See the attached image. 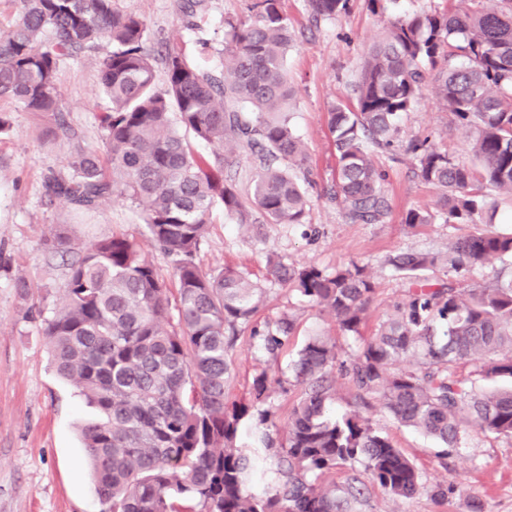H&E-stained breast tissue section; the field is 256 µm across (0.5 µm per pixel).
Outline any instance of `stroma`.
I'll return each mask as SVG.
<instances>
[{"label":"stroma","instance_id":"obj_1","mask_svg":"<svg viewBox=\"0 0 512 512\" xmlns=\"http://www.w3.org/2000/svg\"><path fill=\"white\" fill-rule=\"evenodd\" d=\"M253 0H204L194 16L181 11L182 0H113L115 8L138 15L146 24L148 50L167 46L205 71L221 68L227 23L253 18ZM446 0H350L345 13L314 20L307 0H281L294 34L287 70L295 90L292 124L307 154L309 221L303 225L267 224L247 230L214 209L205 241L196 255L204 271L232 266L251 273L266 290L260 320L294 314L297 330L278 355H268L249 333H242L229 352L233 368L232 398L247 397L253 377L267 373L272 381L267 405L277 429L286 430L298 389L282 390L278 381L310 336L334 337L351 352L401 300L405 285L385 266L389 254L408 250L437 251L449 241L475 233L473 224L402 222L407 209L435 210L437 188L414 173L416 161L403 150L415 138H431L453 159L473 163V135L455 125L436 93L435 69H427L420 95L400 121L399 148L376 152L387 172L392 213L383 224L347 223L327 194L336 168L328 112L332 105L354 108L355 85L368 46L397 17L446 8ZM71 136L49 138L50 116L28 111L20 102L0 98V113L9 122L0 133V512H101L85 462L79 426L94 416L78 389L60 378L42 334L44 319L60 306L68 269L49 255L43 242L50 228L61 229L84 245L112 235L135 239L165 279L173 268L150 239L139 207L115 196L93 211L51 200L44 181L50 172L66 173L75 147L105 155L98 116L109 100L100 87L97 61L87 56L64 59L56 82ZM279 257L296 266L316 265L331 272L357 262L374 277L376 291L367 305L360 335H341L334 319L269 275L266 259ZM30 288L20 294L16 278ZM336 392L327 406L330 418L358 411L414 463L423 486L411 498L395 497L367 485L359 512H467L480 499L486 512H512V438L469 433L466 448L440 462L436 440L404 427L384 409L378 397L358 398L344 374H336ZM448 491L434 498L435 488Z\"/></svg>","mask_w":512,"mask_h":512}]
</instances>
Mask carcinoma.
<instances>
[{"label":"carcinoma","mask_w":512,"mask_h":512,"mask_svg":"<svg viewBox=\"0 0 512 512\" xmlns=\"http://www.w3.org/2000/svg\"><path fill=\"white\" fill-rule=\"evenodd\" d=\"M112 2L19 0L15 23L0 31V98L51 114L64 133L59 62L104 41L112 45L99 63L101 89L112 102L99 115L112 176L96 152L79 147L66 176L47 178L46 192L89 210L120 190L142 208L177 277L173 297L126 237L79 247L52 229L44 240L47 252L69 257V274L43 336L57 374L98 410L81 435L102 512H354L362 488L320 482L328 470L353 463L388 494L416 495V468L368 419L356 411L324 417L337 365L348 368L359 395H378L394 419L448 452L465 446L472 427L512 437V388H478L482 380H512V234L488 230L436 253L387 258L405 280V294L350 361L340 359L329 336H312L301 347L285 379L300 389L286 435L265 408L266 373L254 377L248 401L230 398L228 351L239 333L251 328L252 339L274 356L295 334L296 319L284 313L258 324L264 289L235 268L203 271L195 254L216 207L254 229L306 223L309 199L296 171L307 155L291 125L294 91L286 76L291 28L280 0H256L253 22L227 23L219 74L168 51L166 89L158 93L145 22ZM502 2L500 10L406 15L370 46L355 109L329 112L336 150L329 195L349 223L382 224L391 213L387 174L369 147L393 145L397 120L420 95L426 64L439 69L444 108L474 130L476 164L425 140L410 143L417 175L443 195L438 211L410 208L402 223L478 224L488 206L483 190L512 196V0ZM347 3L308 0L315 17L328 19ZM188 133L213 146V157L194 156ZM229 141L258 160L245 199L224 180ZM488 258L506 265L491 282L470 281L472 267ZM267 265L274 280L333 316L343 335H360L375 293L366 266L352 262L327 274L274 257ZM438 265L448 281L435 285L426 272ZM246 416L265 444L250 454L237 444Z\"/></svg>","instance_id":"cac0c4a2"}]
</instances>
